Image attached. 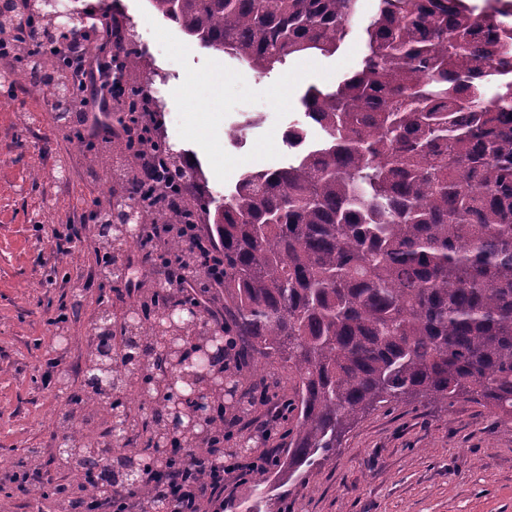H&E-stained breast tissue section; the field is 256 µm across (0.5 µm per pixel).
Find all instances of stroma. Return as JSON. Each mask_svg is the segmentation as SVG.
Instances as JSON below:
<instances>
[{
  "label": "stroma",
  "mask_w": 512,
  "mask_h": 512,
  "mask_svg": "<svg viewBox=\"0 0 512 512\" xmlns=\"http://www.w3.org/2000/svg\"><path fill=\"white\" fill-rule=\"evenodd\" d=\"M85 2L118 17L131 34L151 77L159 134L192 155L216 196L246 170L291 160L282 131L303 123L301 96L311 86L334 87L360 68L364 27L377 8V0H359L336 53L302 56L260 76L196 48L148 0ZM50 96L27 83L15 89L14 99L38 115L30 128L18 127L17 113L0 112V512H32L8 468L25 449L56 447L49 418L69 398L57 385H42L39 371L58 357L78 381L98 312L100 285L88 280L94 252L83 247L74 257L60 254L56 237L104 203L103 171L56 121ZM255 112L261 120L241 141H230V129ZM20 138L25 148H17ZM44 142L67 162L68 184L47 172L29 178ZM78 288L86 296L71 322L76 341L61 355L52 321L70 309ZM291 498L297 512H512V432L464 398L450 408L425 400L380 408L345 433L331 459L292 486Z\"/></svg>",
  "instance_id": "1"
}]
</instances>
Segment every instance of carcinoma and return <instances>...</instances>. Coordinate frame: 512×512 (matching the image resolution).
<instances>
[{"instance_id":"carcinoma-1","label":"carcinoma","mask_w":512,"mask_h":512,"mask_svg":"<svg viewBox=\"0 0 512 512\" xmlns=\"http://www.w3.org/2000/svg\"><path fill=\"white\" fill-rule=\"evenodd\" d=\"M0 6V27L39 29L46 35L36 60L54 57L49 84L65 93L57 120L81 138L67 79L66 45L50 11L20 18ZM150 7L201 49L221 52L258 74L318 52L331 55L347 36L358 0H149ZM512 11L486 0L481 10L466 0H379L365 28L361 67L333 89L309 88L301 98L307 122L322 133L307 144L301 127L285 136L295 160L286 167L241 174L224 194L202 190L194 208L208 236L224 254V325L204 316L163 329L168 308L183 305L169 278L150 281L135 304L131 325L107 305V322L85 359L98 408L124 404V424L139 438L166 440L176 449L203 438L170 420V386L164 348L193 345L208 330L248 340L255 356L295 376L286 402L283 446L271 470L251 481L249 512H267V491L288 487L336 453L340 437L366 413L411 399L450 406L467 398L487 408L512 431V81L493 70L512 57ZM483 30L486 36L476 37ZM109 70L142 69L143 57L121 42ZM497 81L490 99L484 87ZM158 176L181 184L202 182L198 163L155 141ZM115 219L99 227L112 260L103 278H126L130 239L117 225L125 210L132 223L148 214L152 224H181L185 213L165 219L142 204L134 179L112 169ZM228 351L209 366L240 382L227 365ZM264 400L222 406L234 422ZM64 413L67 449L53 463L85 469L113 448H126L124 433L85 434ZM148 461L138 453L101 470L108 494Z\"/></svg>"}]
</instances>
